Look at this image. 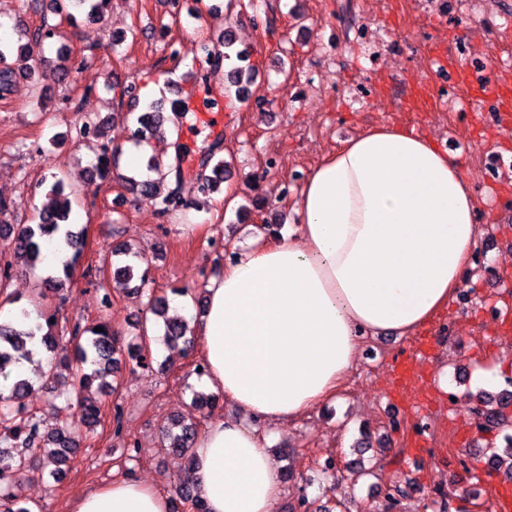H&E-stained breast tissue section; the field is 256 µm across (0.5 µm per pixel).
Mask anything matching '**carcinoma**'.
Returning a JSON list of instances; mask_svg holds the SVG:
<instances>
[{"label": "carcinoma", "mask_w": 512, "mask_h": 512, "mask_svg": "<svg viewBox=\"0 0 512 512\" xmlns=\"http://www.w3.org/2000/svg\"><path fill=\"white\" fill-rule=\"evenodd\" d=\"M108 0H61L58 12L72 22L83 15L92 21L102 19L104 5ZM53 35L51 26L44 23L34 30L28 28L16 31V37L0 38V98L5 97L20 77L31 80L35 90H40L43 77L52 75L62 83L69 74L70 50L63 49L57 55V65L47 73L41 72L30 63L33 47ZM235 41L228 33L217 38L207 37L206 63L212 68L220 67L224 61L236 59L246 61L247 52L234 48ZM254 78L249 67H236L233 70L231 86L235 90L223 95L224 109L237 110V104L250 98L249 86ZM165 103L155 102L147 106L145 112L136 118L135 136L131 141L142 146L160 132L166 122H171L174 133H179L184 114L188 111L186 101L181 99L171 103L172 116L166 117ZM76 138L95 149V173L105 179L119 167V157L106 140L103 122L99 119H86L76 127ZM175 155L166 163L156 155L145 156V169L158 174V178L141 176H120L122 183L132 192L157 200L158 211L167 216L189 205L185 192H193L208 197L219 192L224 183V167L227 161L217 157L221 151V140H216L199 156L198 164L192 174L185 173L183 147L174 140ZM50 192L56 196V208L43 210L38 214V222L25 224L12 230L9 252H0V288H6L18 262L34 266L43 260L42 244L47 237L62 235L63 243L70 250V256L63 264L62 273L70 276L79 266L84 249L85 229H76L69 223L72 211L70 195L64 193V180L58 178L52 183ZM110 257L118 258L112 265V279L121 289H129L148 298V311L164 318L165 336L172 348H180L187 354L194 348L195 339L187 336L188 324L181 318L165 317L168 301L154 296L150 292L149 266L143 264L137 253L124 243L110 250ZM31 312L21 308L20 316L0 320V377L9 381L0 389V512H32L19 504L9 492L11 484L19 478L25 469L37 460L51 459L56 465L52 476L61 474L68 460V450L74 444L72 434L75 430L91 433L100 423L101 405L81 396V392L93 383L112 386L108 378L114 376L121 363L140 366L150 351L145 329L135 339L120 345L119 337L112 333V325L99 322L97 326L104 331L97 332L95 327L79 324L63 326L51 322L55 315L39 312L35 321H30ZM40 339L48 353V371L43 374L44 384H54L61 371L68 372L74 394L53 393L45 401V406L56 412H67L61 424L49 432L41 430L40 412L42 406L30 400L34 388L29 380L11 377L8 366L28 358L30 350L27 341ZM469 412L477 422V427L487 432L500 427L507 420L505 409L512 406V391H501L492 399L483 394H465ZM165 435L169 446L178 456L187 460L185 469L194 464L193 448L198 436L195 423L185 417L168 422ZM409 485L395 483L390 485L384 497L391 509L397 508L400 500L408 494ZM181 505L189 504L194 512H206L205 505L194 486L186 482L179 490Z\"/></svg>", "instance_id": "1"}]
</instances>
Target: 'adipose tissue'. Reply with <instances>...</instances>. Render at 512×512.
I'll use <instances>...</instances> for the list:
<instances>
[{"instance_id":"1","label":"adipose tissue","mask_w":512,"mask_h":512,"mask_svg":"<svg viewBox=\"0 0 512 512\" xmlns=\"http://www.w3.org/2000/svg\"><path fill=\"white\" fill-rule=\"evenodd\" d=\"M296 214V228L252 239L206 285L199 385L245 415L210 423L195 443L190 478L208 512H275L282 481L257 421L276 426L324 405L365 335L415 331L475 268L474 189L455 157L412 127L381 123L330 153ZM169 510L163 492L135 479L73 504Z\"/></svg>"}]
</instances>
